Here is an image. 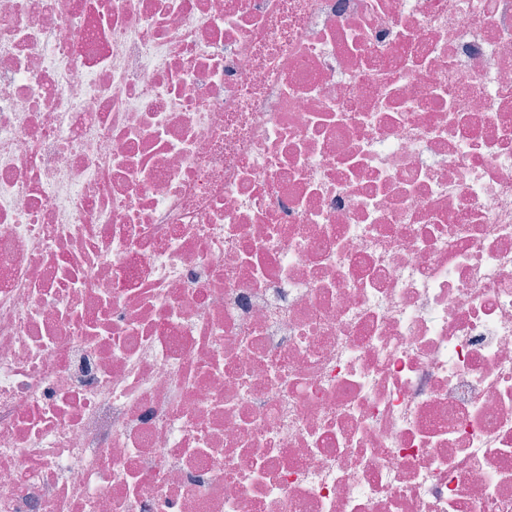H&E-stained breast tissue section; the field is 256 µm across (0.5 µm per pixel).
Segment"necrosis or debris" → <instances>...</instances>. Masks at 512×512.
Instances as JSON below:
<instances>
[{"label": "necrosis or debris", "instance_id": "1", "mask_svg": "<svg viewBox=\"0 0 512 512\" xmlns=\"http://www.w3.org/2000/svg\"><path fill=\"white\" fill-rule=\"evenodd\" d=\"M0 512H512V0H0Z\"/></svg>", "mask_w": 512, "mask_h": 512}]
</instances>
